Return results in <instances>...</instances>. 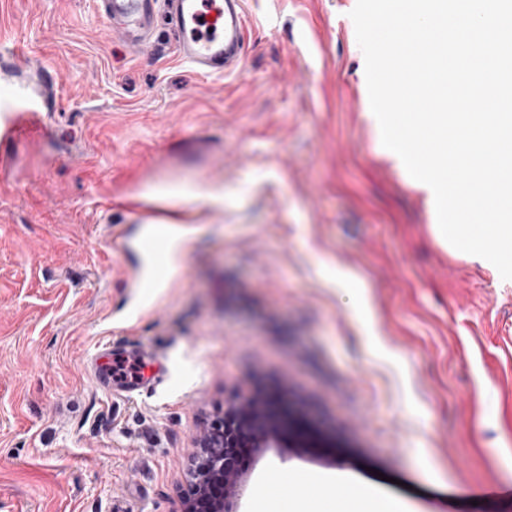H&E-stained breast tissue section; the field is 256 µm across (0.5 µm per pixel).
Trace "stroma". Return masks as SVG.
Instances as JSON below:
<instances>
[{
	"label": "stroma",
	"mask_w": 512,
	"mask_h": 512,
	"mask_svg": "<svg viewBox=\"0 0 512 512\" xmlns=\"http://www.w3.org/2000/svg\"><path fill=\"white\" fill-rule=\"evenodd\" d=\"M356 0H245L241 65L219 77L104 33L95 0H0V92L49 110L1 141L0 512H182L210 423L266 384L317 443L265 448L234 512L336 474L338 498L409 512H512V280L444 245L435 203L381 142ZM219 188L222 202L188 197ZM180 195L183 275L151 299L110 228L143 188ZM356 283L340 284L337 270ZM148 344L169 378L113 397L87 361Z\"/></svg>",
	"instance_id": "stroma-1"
}]
</instances>
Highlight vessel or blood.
Instances as JSON below:
<instances>
[{
	"instance_id": "vessel-or-blood-1",
	"label": "vessel or blood",
	"mask_w": 512,
	"mask_h": 512,
	"mask_svg": "<svg viewBox=\"0 0 512 512\" xmlns=\"http://www.w3.org/2000/svg\"><path fill=\"white\" fill-rule=\"evenodd\" d=\"M98 10L114 34L139 44L150 37L156 18L167 16L175 24L176 55L195 74L221 75L243 59L245 0H99ZM40 109V101L22 88L0 97V110L5 113L0 119V137L20 134L15 111ZM127 207L138 214L142 225L135 240L141 266L133 286L145 296L177 271L175 214L169 207L142 200L128 202ZM88 363L99 386L122 398L151 392L169 373L166 356L143 345L127 350L107 341L97 345Z\"/></svg>"
}]
</instances>
